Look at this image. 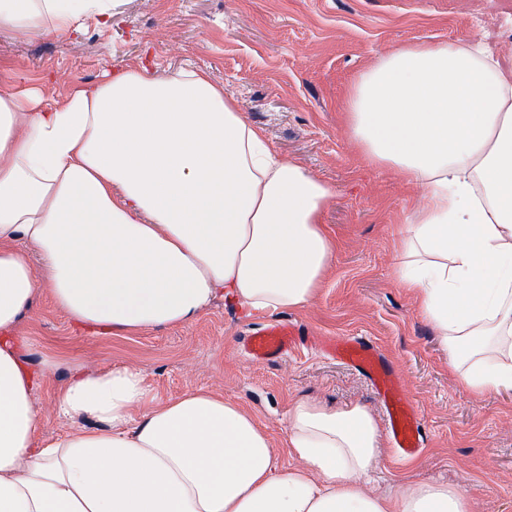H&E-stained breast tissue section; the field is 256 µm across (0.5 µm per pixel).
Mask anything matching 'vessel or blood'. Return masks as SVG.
I'll list each match as a JSON object with an SVG mask.
<instances>
[{"label":"vessel or blood","mask_w":512,"mask_h":512,"mask_svg":"<svg viewBox=\"0 0 512 512\" xmlns=\"http://www.w3.org/2000/svg\"><path fill=\"white\" fill-rule=\"evenodd\" d=\"M247 357L259 364L278 361L294 351L318 344L357 372L377 394L386 414L394 448L411 455L423 448L426 434L418 409L407 398L401 379L370 338L359 335L315 338L307 329L285 319H272L241 336Z\"/></svg>","instance_id":"b4317fda"}]
</instances>
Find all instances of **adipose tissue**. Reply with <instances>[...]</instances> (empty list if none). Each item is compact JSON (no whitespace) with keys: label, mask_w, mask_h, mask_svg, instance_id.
I'll use <instances>...</instances> for the list:
<instances>
[{"label":"adipose tissue","mask_w":512,"mask_h":512,"mask_svg":"<svg viewBox=\"0 0 512 512\" xmlns=\"http://www.w3.org/2000/svg\"><path fill=\"white\" fill-rule=\"evenodd\" d=\"M108 0H0V31L64 37ZM344 122L371 165L426 187L397 283L472 395L512 385V72L483 47L415 44L349 84ZM331 187L277 157L211 75L138 62L75 87L0 92V512H468L437 481L368 490L381 429L363 406L292 404L280 466L239 404L197 389L157 403L130 366L34 367L15 333L39 292L79 327L131 336L309 304L336 240ZM44 277H37L33 261ZM55 386L71 430L40 437Z\"/></svg>","instance_id":"obj_1"}]
</instances>
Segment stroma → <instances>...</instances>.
I'll return each instance as SVG.
<instances>
[{
  "label": "stroma",
  "mask_w": 512,
  "mask_h": 512,
  "mask_svg": "<svg viewBox=\"0 0 512 512\" xmlns=\"http://www.w3.org/2000/svg\"><path fill=\"white\" fill-rule=\"evenodd\" d=\"M444 41L487 42L512 65V0H112L104 28L88 20L67 38L0 33V91L36 86L55 104L103 70L139 60L160 77L185 66L209 72L278 155L333 190L324 222L336 256L319 295L283 317L316 336L370 337L418 406L424 448L407 457L383 440L375 489L441 480L465 494L469 512H512V389L477 398L449 372L447 352L396 280L400 236L425 190L369 164L342 121L354 77L407 46ZM270 317L219 298L192 323L110 336L74 329L43 292L16 331L28 343L24 359H55L60 381L77 362L129 365L157 401L200 388L239 403L288 466L296 399L383 410L362 377L316 350L271 364L246 358L240 336Z\"/></svg>",
  "instance_id": "stroma-1"
}]
</instances>
